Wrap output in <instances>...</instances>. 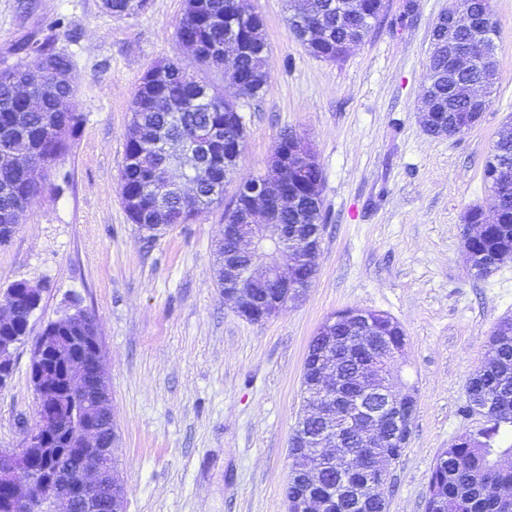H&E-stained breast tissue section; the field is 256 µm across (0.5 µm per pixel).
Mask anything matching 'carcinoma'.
<instances>
[{
  "label": "carcinoma",
  "mask_w": 512,
  "mask_h": 512,
  "mask_svg": "<svg viewBox=\"0 0 512 512\" xmlns=\"http://www.w3.org/2000/svg\"><path fill=\"white\" fill-rule=\"evenodd\" d=\"M147 0H104V9L114 17L132 16L145 8ZM311 16L296 13L295 0H286L288 27L300 41L310 26L321 25L325 36L309 53L325 60H336L340 45L357 33L365 16H356L344 26L336 25V0H310ZM251 0H184L177 23L178 39L199 45L196 64L221 75L224 86L198 77L177 60L152 64L143 74L131 99V126L135 134L125 144L120 172L122 199L144 194L149 202L158 197L162 206L147 214L126 207L131 221L155 232L172 224H188L215 204L224 202V193L212 195L224 172L236 169L238 141L245 137L243 122L230 133L224 131V117L237 111L238 100L257 97L266 87L257 83L240 90L235 80H248L265 73L269 51L261 18L251 15ZM246 15L241 29H258L248 36V53L239 59L224 60V35L229 18ZM30 50L46 56L51 64L33 70L16 67L0 71V245L16 232L32 200L45 190L33 176L37 163L58 160L83 122L74 107L75 87L71 57L42 43ZM39 100L34 106L31 99ZM197 139L217 137L211 155L198 175L197 194L179 196L171 188L164 147L171 137ZM478 251L493 252L512 248V201L503 208L499 223L491 224L484 239L473 245ZM352 331L336 323V345L341 353L351 352ZM488 361L470 379L466 410L480 404L491 426L481 431L484 445L462 435L444 449L433 467L429 484L434 497L426 502V512H512L498 502L494 489L512 484V469H501L496 457L512 455V318L499 322L489 340ZM84 413L82 398L71 395L62 404L60 427L68 432ZM506 431H501V427Z\"/></svg>",
  "instance_id": "carcinoma-1"
}]
</instances>
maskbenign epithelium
<instances>
[{"label": "benign epithelium", "mask_w": 512, "mask_h": 512, "mask_svg": "<svg viewBox=\"0 0 512 512\" xmlns=\"http://www.w3.org/2000/svg\"><path fill=\"white\" fill-rule=\"evenodd\" d=\"M487 20L479 13L463 9L461 0H448L432 30L430 51L448 46V90L462 72L485 68V73H497L495 54L486 42ZM244 50L241 38L235 34L224 37V59L232 60ZM490 105L487 84L471 85L467 111L450 115L431 127L434 132L449 129L451 136L478 126ZM438 100L433 82H428L418 111L419 121L435 119ZM210 139L170 143L167 147L170 175L180 186L187 184V174L202 162V156L212 148ZM318 165L311 143L296 134L274 147L269 166L273 175H260L254 180L237 184L229 215L233 223L224 225V296L233 300L237 313L252 322H262L300 299L306 285L316 273V258L321 239L310 238L295 249L274 257L258 255L260 240L288 241L298 238V225L278 224L282 210L293 209L299 203L302 176L306 169ZM490 168L484 171L496 204L490 211L478 208L484 221L476 224L466 214V238H479L488 224L495 223L501 204L512 194V169L496 166L489 157ZM465 261L471 269L491 270L512 261V253L492 255L476 253L463 247ZM7 304L0 305V320H18L19 305H29L33 314L38 304L31 296L11 289L6 293ZM336 317L326 319L315 337L330 347L336 342ZM80 340L89 351L65 366L55 369L62 349L57 336H43L38 342V360L43 366L33 368V382L41 413L37 426L26 434L23 448L0 450V512H33L32 488L39 487L44 495L39 503L41 512H112V497L126 498L128 491L110 463L112 445L104 431L112 430L111 394L107 381L104 355L97 332L85 331ZM356 342L373 345L371 361L359 368L352 383L341 377L339 361L330 349L315 364V381L310 390L309 413L306 418L321 416L331 425L322 444L344 469L357 459L373 473V482L362 487L343 485L340 493L355 501V506L369 498L382 501L388 508L389 475L393 465L387 449L406 446L411 430V418H400L396 410L404 406L416 408V395L402 390L395 382L394 368L404 357L406 344L388 347L379 339V332L359 330ZM83 396L86 417L83 426L69 437V457L79 465L80 483L67 484L69 469L60 465L44 473L33 466L37 457L56 455L54 446L58 430L56 410L63 391ZM301 465L290 467V479H298L307 487L304 494L292 501L293 512H327L329 503L315 494L320 485L322 466L313 451L299 450Z\"/></svg>", "instance_id": "benign-epithelium-1"}]
</instances>
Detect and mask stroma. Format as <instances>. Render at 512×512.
<instances>
[{
	"label": "stroma",
	"mask_w": 512,
	"mask_h": 512,
	"mask_svg": "<svg viewBox=\"0 0 512 512\" xmlns=\"http://www.w3.org/2000/svg\"><path fill=\"white\" fill-rule=\"evenodd\" d=\"M448 0H386L381 21L338 61L311 56L288 29L286 0H252L271 48L268 90L239 102L238 178L265 173L287 131L312 144L323 173L316 276L297 302L255 323L225 300L212 266L223 206L157 235L129 219L119 174L132 92L151 64L192 65L176 37L184 0H148L117 19L102 0H0V70L34 67L29 44L68 53L84 122L47 186L0 247V295L40 288L28 343L0 387V449L37 420L31 339L75 300L93 311L122 443L126 512H286L289 445L319 326L347 308L403 327L398 381L417 393L407 447L391 469L388 512H425L438 454L486 428L465 412L488 340L512 317V262L478 276L462 252V216L490 208L483 169L512 128V0H492L500 62L473 130L427 135L417 108L432 29ZM63 18V29L52 28Z\"/></svg>",
	"instance_id": "stroma-1"
}]
</instances>
